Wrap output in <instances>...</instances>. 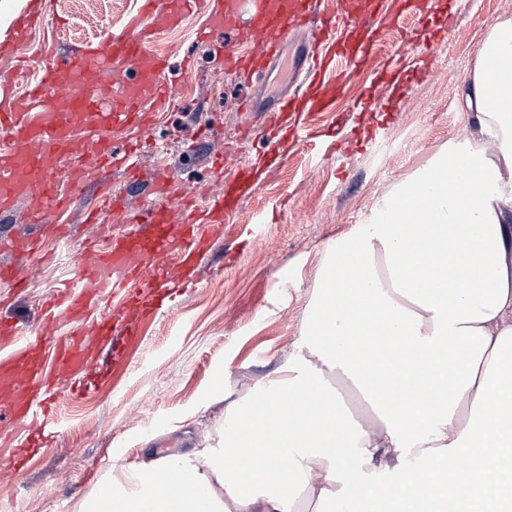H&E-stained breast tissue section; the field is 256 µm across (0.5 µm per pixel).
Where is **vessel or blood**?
<instances>
[{"instance_id":"obj_1","label":"vessel or blood","mask_w":512,"mask_h":512,"mask_svg":"<svg viewBox=\"0 0 512 512\" xmlns=\"http://www.w3.org/2000/svg\"><path fill=\"white\" fill-rule=\"evenodd\" d=\"M146 2L124 32L112 35L95 52L42 48L38 77L25 88H18L14 75L0 74V189L19 184L30 188L32 223H49L72 204L73 195L62 180L73 160L90 156L136 171L133 150H112V130L147 132L153 115L171 106L179 76L166 73L162 58L150 50L167 5L165 0ZM182 3L178 20L202 10L208 11L210 25L224 19L223 0L213 5L208 0ZM254 5L255 23L242 29L237 48L224 50L222 56L258 82L292 36L313 17L321 19L318 41L303 51L304 91L268 109L265 150L277 159L289 143L307 145L313 139L308 128L289 126V113L323 111L344 90L342 75L330 71V58L321 52L322 43H331L351 66L363 68L371 60L377 18L363 0H340L337 15L324 9L322 0H254ZM64 84L70 90L61 98L57 89ZM235 202V196L205 189L173 192L168 177L158 174L154 199L141 205L106 245L82 256L79 277L46 300V315L29 338L0 353V435L11 440L23 433L29 448L42 447L56 415L55 389L84 392L80 375L101 367L86 335L111 337L109 356H121L142 322L190 279ZM184 204L191 208L189 215L173 222V208ZM245 464L257 477L288 478L283 458L272 467L258 453Z\"/></svg>"}]
</instances>
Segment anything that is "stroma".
<instances>
[{"label":"stroma","instance_id":"stroma-1","mask_svg":"<svg viewBox=\"0 0 512 512\" xmlns=\"http://www.w3.org/2000/svg\"><path fill=\"white\" fill-rule=\"evenodd\" d=\"M141 0H0L13 14L42 7L64 27L34 30L28 42L0 41V70L35 44L55 38L62 49L81 44L97 49L124 31ZM512 18V0H434L423 15L404 13L415 30L406 44L398 31L378 35L371 71L353 74L347 97L313 124L342 140L340 150L309 146L293 151L279 169L261 178L224 227V243L210 253L223 277L202 275L165 311L144 322L141 336L80 398L57 397L54 437L27 468L0 479L5 512H78L93 497L113 465H133L154 453H186L202 447L224 424V395H245L272 376L301 336L325 248L364 223L376 202L399 180L423 166L448 141L464 135L458 109L464 83L477 60L484 33L497 19ZM254 19L249 0H238L233 20L213 28L209 42L196 39L204 14L162 27L154 51L168 69L185 71L173 107L159 112L149 133L159 150L143 146L140 178L119 169L108 179L132 206L148 199L156 171L167 170L175 187L204 183L223 190L240 162L263 151L262 113L242 109L245 100L275 98L294 87V38L265 83L247 85L235 67L215 69L214 47L234 39ZM223 152L224 170L209 156ZM73 178L78 198L58 223L41 225L36 257L0 252L13 264L21 289L0 283V318L20 332L35 328L43 298L71 277L89 243L100 242L116 217L100 224L82 221L97 199L91 172ZM243 251L224 264L225 243Z\"/></svg>","mask_w":512,"mask_h":512}]
</instances>
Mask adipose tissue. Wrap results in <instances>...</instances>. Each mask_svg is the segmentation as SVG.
<instances>
[{"mask_svg":"<svg viewBox=\"0 0 512 512\" xmlns=\"http://www.w3.org/2000/svg\"><path fill=\"white\" fill-rule=\"evenodd\" d=\"M461 110L469 134L330 248L294 351L227 404L215 444L104 483L81 512H512V18L490 26ZM355 331L369 343L351 347ZM343 380L370 419L347 413ZM316 401L330 411L314 420ZM270 431L285 483L238 464ZM161 478L196 498L156 495Z\"/></svg>","mask_w":512,"mask_h":512,"instance_id":"ef3b65f1","label":"adipose tissue"}]
</instances>
